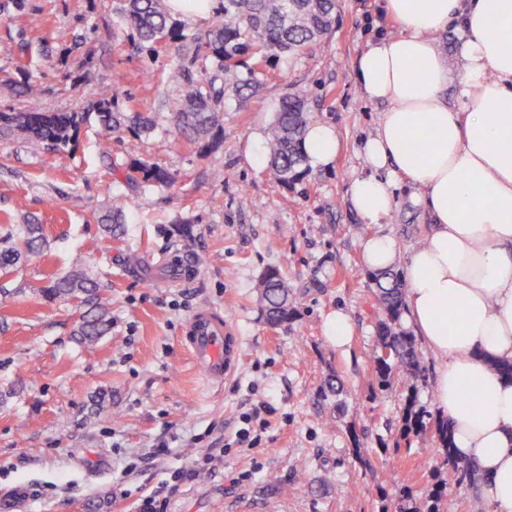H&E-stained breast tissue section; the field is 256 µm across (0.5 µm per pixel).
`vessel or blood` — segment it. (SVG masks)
Masks as SVG:
<instances>
[{"instance_id":"vessel-or-blood-1","label":"vessel or blood","mask_w":512,"mask_h":512,"mask_svg":"<svg viewBox=\"0 0 512 512\" xmlns=\"http://www.w3.org/2000/svg\"><path fill=\"white\" fill-rule=\"evenodd\" d=\"M183 340L194 368L207 383H222L241 363L240 338L215 308L199 307L186 323Z\"/></svg>"}]
</instances>
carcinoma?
<instances>
[{
    "label": "carcinoma",
    "instance_id": "1",
    "mask_svg": "<svg viewBox=\"0 0 512 512\" xmlns=\"http://www.w3.org/2000/svg\"><path fill=\"white\" fill-rule=\"evenodd\" d=\"M337 0H220L207 28L187 32L175 22L167 0H117L116 14L128 30L131 41L149 51L167 42H178L183 51L177 72V86L164 96L175 124L189 140L200 142L222 128L224 98L227 92L241 97L259 86L260 77L280 55L299 54L326 37L336 22ZM122 82L99 87L89 112H0V136L20 135L32 150L51 148L64 152L75 145L78 134L90 118L97 120L103 144L114 138H127L130 161L126 179L147 187L168 185L173 177L164 168L136 157L138 141L156 128L153 112H124ZM307 93L284 95L266 133L270 173L290 188L307 175L304 133L308 122ZM97 222L111 234L123 231L124 219L118 211L106 210ZM17 242L0 247V272L8 273L22 259L40 256L46 245L42 226L20 224ZM377 285V340L373 365L382 388L392 385L395 376L413 383L425 381L423 367L413 337L398 330L403 314V282L391 269L374 272ZM266 322L273 328L292 322L297 298L288 290L280 271L269 268L257 285ZM50 300L79 299L90 305L78 335L94 343L107 330L104 289L86 269L77 265L42 289ZM404 436L424 434L430 422L415 409L409 397L403 415ZM434 432L444 450V463L460 477L468 471L448 452L451 436L448 421L435 422Z\"/></svg>",
    "mask_w": 512,
    "mask_h": 512
}]
</instances>
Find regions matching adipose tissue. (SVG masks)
I'll list each match as a JSON object with an SVG mask.
<instances>
[{
    "label": "adipose tissue",
    "mask_w": 512,
    "mask_h": 512,
    "mask_svg": "<svg viewBox=\"0 0 512 512\" xmlns=\"http://www.w3.org/2000/svg\"><path fill=\"white\" fill-rule=\"evenodd\" d=\"M402 31L371 42L354 79L384 104L362 141L367 173L350 181L355 212L371 224L399 191L429 219L423 244L400 258L387 235L361 243L365 267L402 263L403 324L439 360L433 400L452 427L451 451L476 474L486 512H512V0H384ZM455 28L463 76L434 36ZM309 164L330 168L341 141L308 123ZM475 391L479 403L464 407Z\"/></svg>",
    "instance_id": "obj_1"
}]
</instances>
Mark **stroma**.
Returning a JSON list of instances; mask_svg holds the SVG:
<instances>
[{
	"instance_id": "stroma-1",
	"label": "stroma",
	"mask_w": 512,
	"mask_h": 512,
	"mask_svg": "<svg viewBox=\"0 0 512 512\" xmlns=\"http://www.w3.org/2000/svg\"><path fill=\"white\" fill-rule=\"evenodd\" d=\"M17 1L0 0V111L29 110L17 91L27 77L40 83L45 112L87 109L100 85L121 77L124 110L159 114L139 157L175 182H116L126 143L102 151L92 124L67 153L0 138V240L33 221L48 242L43 256L0 275V502L20 500L16 512H137L161 493L168 512H427L439 491L440 512H473L470 485L442 466L436 441L402 434L407 398L436 412L437 359L421 353L425 383L385 390L373 368L375 285L360 242L385 233L404 256L428 228L407 198L378 224L349 199L363 167L358 143L379 112L354 67L369 41L400 31L383 0H338L327 38L281 57L258 93L227 100L209 148L181 136L161 103L175 87L176 44L137 49L115 0ZM303 87L310 120L334 124L342 149L331 168L287 189L267 169L265 133L278 100ZM112 206L125 213L117 236L97 222ZM78 257L111 303V329L91 345L77 336L86 306L41 294ZM270 267L298 299L285 327L260 315L256 284ZM203 305L242 338L241 366L219 385L204 381L182 341ZM336 310L356 327L341 351L321 330ZM332 374L342 383L333 396L324 390ZM261 405L251 442H238L243 414ZM161 442L170 450L155 454ZM218 452L217 470L173 479Z\"/></svg>"
}]
</instances>
